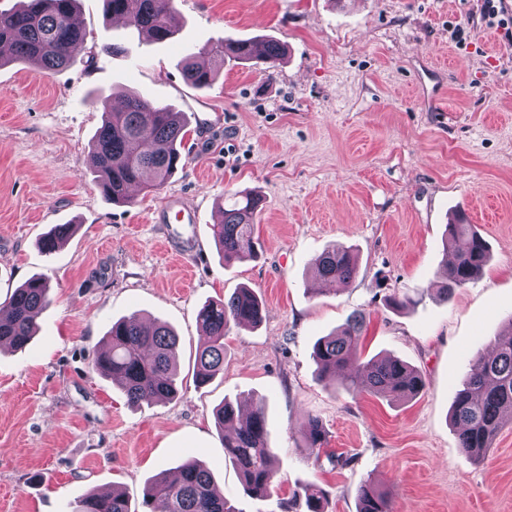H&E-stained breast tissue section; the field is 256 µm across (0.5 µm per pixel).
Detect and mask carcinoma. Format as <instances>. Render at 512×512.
Instances as JSON below:
<instances>
[{"label":"carcinoma","instance_id":"cac0c4a2","mask_svg":"<svg viewBox=\"0 0 512 512\" xmlns=\"http://www.w3.org/2000/svg\"><path fill=\"white\" fill-rule=\"evenodd\" d=\"M19 9L0 11V45L10 48V59L24 61L37 73L64 68L86 38L73 22L78 0H21ZM108 15L127 18L139 32L161 43L173 37L176 12L173 0H103ZM223 39L209 48L186 54L182 75L196 88L209 86L216 77L213 68L202 65L205 54L220 59L229 55L241 62H261L275 68L286 50L275 39L259 41ZM104 120L91 145L90 163L104 198L120 203L131 185L156 188L172 175L185 139L181 113L167 104L131 95L123 109L103 106ZM258 207L247 196L224 209V223L214 227V241L224 262L258 257L259 237L254 220ZM75 231L73 224H56L41 240L40 248L51 254ZM446 278L439 296L448 301L460 288L482 273L489 260L487 243L472 224H450L442 241ZM357 258L351 249L336 245L322 252L312 264V273L334 291L356 275ZM50 287L43 277H33L16 288L0 316V346L21 349L35 336L36 319L49 302ZM264 316L263 302L249 288L204 305L197 319L206 338L196 357L195 380L203 385L224 366V337L230 329L252 330ZM363 320L355 317L339 331L320 338L313 347L319 378L336 382V372H347L341 386L350 390L410 399L425 388L421 373L391 356L361 358ZM178 336L167 325L145 322L133 315L112 323L105 347L94 357L95 369L124 393L127 402L165 403L179 393L176 356ZM512 418V319L507 333L470 364L455 393L452 419L459 430L460 448L481 459L491 448L506 417ZM215 422L224 432V455L238 470L243 490L267 497L276 486L277 466L267 444V420L261 404L248 417L239 414L231 401L215 411ZM304 447L320 451L326 432L313 416L303 426ZM308 512H324L323 491L314 485L301 488ZM73 512H235L216 485L207 463L187 460L176 470H161L144 485L140 509L119 492H90ZM358 512H391L388 495L371 485L358 492Z\"/></svg>","mask_w":512,"mask_h":512}]
</instances>
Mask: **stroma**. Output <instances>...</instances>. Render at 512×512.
<instances>
[{"label":"stroma","instance_id":"stroma-1","mask_svg":"<svg viewBox=\"0 0 512 512\" xmlns=\"http://www.w3.org/2000/svg\"><path fill=\"white\" fill-rule=\"evenodd\" d=\"M176 35L147 43L116 25L102 0H79L83 49L54 73L0 66V303L34 276L50 285L39 330L0 351V512H71L116 487L139 504L145 482L204 460L237 512H306L315 484L325 512H357L369 483L393 512H512V425L484 459L458 444L454 391L468 364L512 321V36L489 24L484 0H174ZM272 37L275 68L226 59L213 83H185L181 60L224 39ZM131 93L183 112L182 163L157 190L115 206L94 183L89 150L102 104ZM209 113V123L196 117ZM250 192L261 249L224 263L213 240L229 195ZM172 193L199 212L193 253L163 242L150 216ZM474 213L490 260L442 301L448 214ZM75 232L56 253L39 240ZM342 245L359 272L319 290L314 257ZM251 288L263 322L230 330L224 371L195 382L204 341L199 309ZM419 295L395 309L386 295ZM141 314L178 334L180 393L128 405L93 368L113 320ZM366 321L363 357L391 355L419 370L412 399L352 393L319 381L313 345L352 316ZM263 401L279 471L266 498L246 495L224 458L214 411ZM316 416L321 457L300 430ZM349 458L341 466L330 455ZM75 231L74 225L57 224L52 230L41 240L40 248L44 253L52 254L68 240Z\"/></svg>","mask_w":512,"mask_h":512}]
</instances>
